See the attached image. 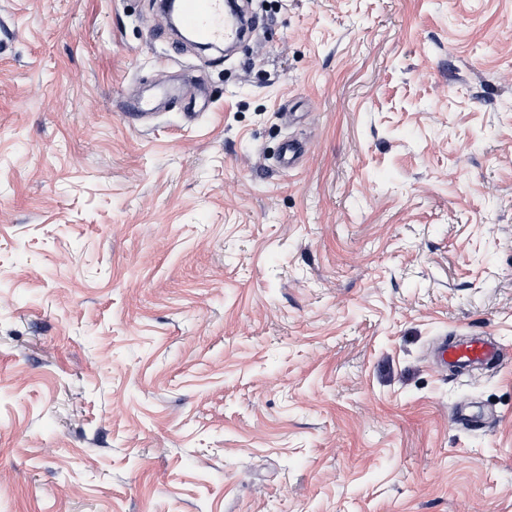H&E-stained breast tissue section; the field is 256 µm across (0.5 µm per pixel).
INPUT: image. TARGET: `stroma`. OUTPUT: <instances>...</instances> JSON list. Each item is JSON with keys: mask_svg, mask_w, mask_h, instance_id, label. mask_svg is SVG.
I'll list each match as a JSON object with an SVG mask.
<instances>
[{"mask_svg": "<svg viewBox=\"0 0 512 512\" xmlns=\"http://www.w3.org/2000/svg\"><path fill=\"white\" fill-rule=\"evenodd\" d=\"M0 18V512H512V0ZM181 27L199 43L214 44L242 36L238 16L224 13V0H181ZM441 364L452 368L470 367L486 363H501L505 353L500 344L487 336L472 337L464 343L443 342L439 346Z\"/></svg>", "mask_w": 512, "mask_h": 512, "instance_id": "35a3bbf8", "label": "stroma"}]
</instances>
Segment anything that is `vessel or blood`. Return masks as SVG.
I'll return each mask as SVG.
<instances>
[{
  "instance_id": "obj_1",
  "label": "vessel or blood",
  "mask_w": 512,
  "mask_h": 512,
  "mask_svg": "<svg viewBox=\"0 0 512 512\" xmlns=\"http://www.w3.org/2000/svg\"><path fill=\"white\" fill-rule=\"evenodd\" d=\"M180 22L200 43L232 40L242 34L239 19L225 13L224 0H181ZM438 357L443 365L461 368L503 362L505 353L494 339L479 336L463 343H441Z\"/></svg>"
}]
</instances>
